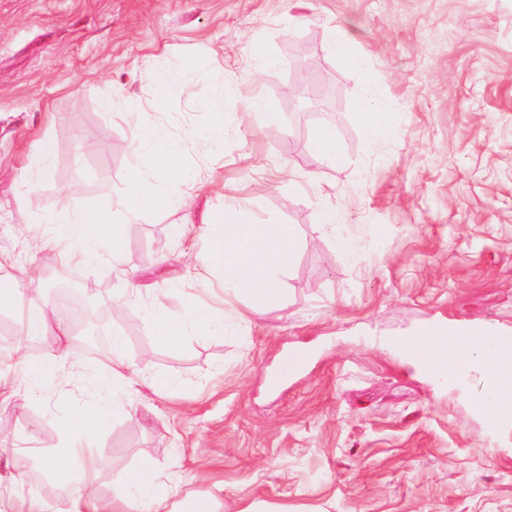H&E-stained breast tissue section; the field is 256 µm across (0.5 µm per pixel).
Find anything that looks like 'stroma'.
Listing matches in <instances>:
<instances>
[{"instance_id": "obj_1", "label": "stroma", "mask_w": 512, "mask_h": 512, "mask_svg": "<svg viewBox=\"0 0 512 512\" xmlns=\"http://www.w3.org/2000/svg\"><path fill=\"white\" fill-rule=\"evenodd\" d=\"M339 22L355 24L365 70L331 50L327 28ZM258 53L280 67L257 72ZM187 58L200 70L153 100L151 72ZM255 96L265 112L248 113ZM371 101L396 125L374 144L355 119ZM143 111L197 181L190 205L131 220L130 115ZM214 112L220 145L205 134ZM321 125L335 129L345 168L314 155ZM44 136L51 165L20 187ZM74 186L79 204L111 203L121 271L134 275L98 264L81 279L103 306L140 290L106 323L136 371L102 440L99 497L147 458L159 480L180 479L181 501L215 493L226 512L246 493L288 512H512V420L492 431L473 411L481 372L436 385L392 346L437 324L512 337V0H0V253L25 298L58 311L43 270L65 251L48 246L49 221ZM238 206L297 231L282 303L242 320L243 303L228 301L230 332L169 348L148 333L152 299L174 317L190 299L213 301L194 261L205 239L176 229ZM1 343L16 390L0 397V437L51 512L65 491L41 459L74 404L73 377L107 357L72 323L68 361L35 405L20 370L44 364V350L6 313ZM296 348L307 362L270 390ZM158 373L177 392L154 390Z\"/></svg>"}]
</instances>
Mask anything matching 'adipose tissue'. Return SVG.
Masks as SVG:
<instances>
[{
	"label": "adipose tissue",
	"instance_id": "1",
	"mask_svg": "<svg viewBox=\"0 0 512 512\" xmlns=\"http://www.w3.org/2000/svg\"><path fill=\"white\" fill-rule=\"evenodd\" d=\"M136 162L127 180L124 208L129 217L166 208L171 189L196 180L183 162L181 147L158 138L146 118H138L134 136ZM52 244L65 246L72 263L86 265L100 261L117 262L120 228L113 224L106 207L79 206L64 200L52 218ZM203 235L208 246L200 259L204 273L220 274L226 297L245 302L250 310L274 306L281 301L278 276L288 267L289 256L297 250L296 233L285 224H261L246 209L211 211L201 224L180 225L178 233ZM20 282L9 275L0 277V312H19L20 331L29 339L65 327L55 324L43 305H21ZM151 335L178 347L193 336H213L224 332L223 316L188 306L179 318H171L161 299H154L147 318ZM110 365L98 379L105 399L78 405L63 426L59 442L48 465L56 481L67 488V498L56 512H176L180 486L176 481H158L150 463L126 474L114 489L112 500L98 502L93 495L96 474L104 463L97 447L111 424L109 397L126 392L132 385L131 362L121 337L107 340ZM493 354L512 362V338L485 335L471 337L470 348L459 360L462 374L480 369L485 355Z\"/></svg>",
	"mask_w": 512,
	"mask_h": 512
}]
</instances>
